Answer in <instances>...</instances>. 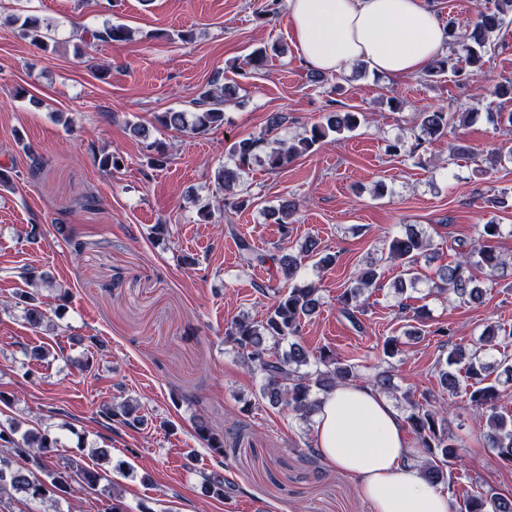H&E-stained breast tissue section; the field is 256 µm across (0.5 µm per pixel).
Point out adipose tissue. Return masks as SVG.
<instances>
[{
  "label": "adipose tissue",
  "mask_w": 512,
  "mask_h": 512,
  "mask_svg": "<svg viewBox=\"0 0 512 512\" xmlns=\"http://www.w3.org/2000/svg\"><path fill=\"white\" fill-rule=\"evenodd\" d=\"M299 55L338 73L363 62L390 77L427 70L448 37L426 0H286ZM315 442L322 457L357 481L369 512H450L448 490L427 483L393 404L365 383L323 395Z\"/></svg>",
  "instance_id": "1"
}]
</instances>
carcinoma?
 I'll return each instance as SVG.
<instances>
[{
  "label": "carcinoma",
  "mask_w": 512,
  "mask_h": 512,
  "mask_svg": "<svg viewBox=\"0 0 512 512\" xmlns=\"http://www.w3.org/2000/svg\"><path fill=\"white\" fill-rule=\"evenodd\" d=\"M9 22L18 25L21 35L37 45L44 42L45 31L51 28L49 22L37 16L11 17ZM511 22L512 0H495L494 8L479 13L463 33L457 31L454 21H448L445 28L449 37V52L430 67L427 76L433 78L446 73L459 80H476L483 69L485 54L492 49L493 34ZM131 35L132 31L127 26L112 23L91 32L92 40L101 42L127 41ZM234 94L235 87L220 85L218 79L214 78L198 94L196 112L190 115L185 112H161L154 115V121L166 129L207 133L224 125V100ZM471 117L470 112L450 113L443 107L417 113L414 128L419 133L415 136L410 153L447 136L450 125L455 122L464 125ZM283 120L282 115L272 114L267 120L265 133L240 138L231 144L229 153L235 160V167L223 169L218 180L226 191L235 184L242 186V189L233 199L223 198V208L238 210L252 203L243 185L254 163L258 162L272 172L281 170L328 138L356 131L368 122V116L362 111L326 112L311 125L305 136L298 139L274 136ZM295 213L296 203L285 199L278 207L268 210L266 216L280 226L286 238L289 225L294 223ZM501 234V225L489 222L482 225L478 244L458 241L454 260L438 266L435 271L438 280L435 288L451 292L465 303L481 301L484 291L476 284L472 269L486 268L492 276L505 270L506 261L494 246ZM237 244L239 254L247 264L263 266L272 261L280 265L284 277L290 281L309 258H316L319 267L336 262V255L319 249V243L314 238L307 239L298 251L288 250L278 258L258 252L244 236L237 238ZM431 250L430 238L412 224L406 225L404 232L390 241L389 257L403 269L402 277L393 285L399 309L408 308L406 293L417 289L422 282L416 266L420 257L430 256ZM381 276L379 266L371 261L353 274L338 297L341 314L357 331L363 330L359 315L365 305V293L376 287ZM19 277L26 288L16 294V299L23 305L27 322L39 328L49 320L48 311L41 306L30 288L38 286L40 281L48 282V276L33 268H24ZM257 288L273 296L271 309L259 321L245 315L234 319L226 329L227 341L236 348L242 363L261 376V399L275 407L282 404L306 418L316 412L319 395L360 378L359 364L342 360L327 350L314 357L301 343L303 323L316 313L320 304L318 289L314 285L292 283L283 288L259 284ZM511 335L502 332L496 324H488L480 334L478 346L470 352L454 349L435 363L441 391L453 396L465 393L471 406L485 419L484 440L487 449L509 464L512 463V417L500 412V401L507 394L503 386L512 383V355L500 352L498 348L501 337ZM490 376L494 377L492 383L487 382ZM371 384L377 391L390 396L398 392V386L388 370L377 372ZM402 399L408 411L405 422L419 445L421 475L432 484L447 486L448 494L455 498L456 512H512V500L491 489L471 491L462 499H456L455 481L449 467L459 457L460 445L448 432L447 418L443 415V409L436 406L435 394L428 393L420 401L406 390L402 393ZM98 416L113 427L134 428L142 421L137 410L125 401L102 406ZM18 427L17 422L7 428L0 425V444H7L10 452L18 457L32 459L45 472V479L32 478L23 469L14 468L9 461L0 458V494L8 490L21 492L33 501L44 503L98 487L102 475L84 468L77 459L59 453L60 441L49 431L27 430L22 439L16 440L13 435L18 432ZM197 432L207 447L222 457L226 455L223 436L203 423L197 425ZM203 488L208 496L224 497V477L216 473L204 476Z\"/></svg>",
  "instance_id": "obj_1"
}]
</instances>
